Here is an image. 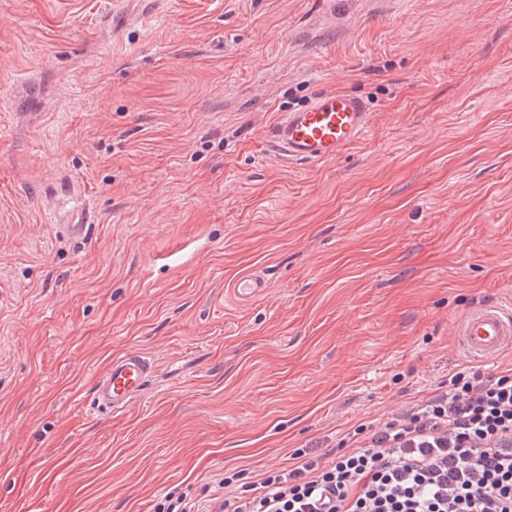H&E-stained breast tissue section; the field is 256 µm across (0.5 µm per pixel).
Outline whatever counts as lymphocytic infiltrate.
I'll use <instances>...</instances> for the list:
<instances>
[{
  "instance_id": "f902f5d3",
  "label": "lymphocytic infiltrate",
  "mask_w": 512,
  "mask_h": 512,
  "mask_svg": "<svg viewBox=\"0 0 512 512\" xmlns=\"http://www.w3.org/2000/svg\"><path fill=\"white\" fill-rule=\"evenodd\" d=\"M342 445L333 457L295 449L257 480L224 476L231 497L156 512H512V365L455 372Z\"/></svg>"
}]
</instances>
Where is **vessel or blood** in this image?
<instances>
[{
	"instance_id": "1",
	"label": "vessel or blood",
	"mask_w": 512,
	"mask_h": 512,
	"mask_svg": "<svg viewBox=\"0 0 512 512\" xmlns=\"http://www.w3.org/2000/svg\"><path fill=\"white\" fill-rule=\"evenodd\" d=\"M366 132L363 102L347 93L326 92L285 113L273 127L270 142L284 160L314 165L335 159ZM456 333L467 357L494 360L512 348V307L486 303L473 308L458 322ZM151 370L150 361L137 351L113 358L92 388V407L108 413L123 411L143 393Z\"/></svg>"
}]
</instances>
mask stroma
<instances>
[{
	"mask_svg": "<svg viewBox=\"0 0 512 512\" xmlns=\"http://www.w3.org/2000/svg\"><path fill=\"white\" fill-rule=\"evenodd\" d=\"M333 90L364 139L281 160L280 114ZM485 302L512 0H0V512H155L336 449L472 366ZM130 350L151 380L95 411ZM152 370L150 361L138 351L113 358L92 388L91 406L98 411H123L145 390Z\"/></svg>",
	"mask_w": 512,
	"mask_h": 512,
	"instance_id": "35a3bbf8",
	"label": "stroma"
}]
</instances>
